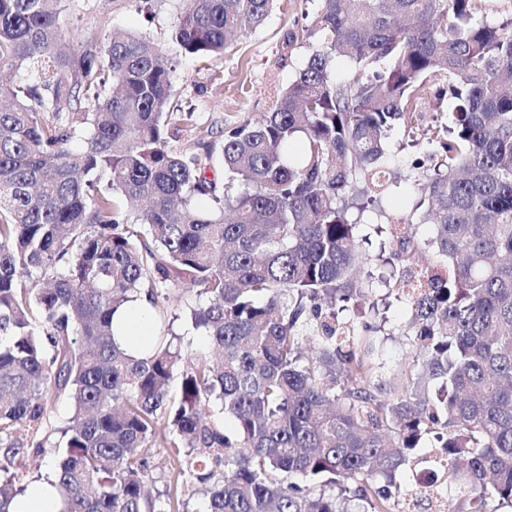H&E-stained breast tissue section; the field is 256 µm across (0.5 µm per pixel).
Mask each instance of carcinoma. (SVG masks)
<instances>
[{
	"instance_id": "cac0c4a2",
	"label": "carcinoma",
	"mask_w": 512,
	"mask_h": 512,
	"mask_svg": "<svg viewBox=\"0 0 512 512\" xmlns=\"http://www.w3.org/2000/svg\"><path fill=\"white\" fill-rule=\"evenodd\" d=\"M182 2L171 40L206 60L275 0ZM315 2L269 111L193 148L172 144L197 115L173 106L149 37L66 48L65 0H0V65L25 72L0 78V442L27 430L0 448V512L29 452L56 458L61 512H169L146 490L153 447L183 449L204 512H396L419 465L458 488L450 512H512V19L488 22L497 0ZM436 82L453 109L425 130L430 167L411 164L420 199L377 227L414 348L384 387L381 328L338 314L374 293L360 218L384 215L390 138ZM175 288L206 298L189 318L220 358L183 363ZM142 295L156 335L136 357L112 317ZM52 399L71 424L53 426Z\"/></svg>"
}]
</instances>
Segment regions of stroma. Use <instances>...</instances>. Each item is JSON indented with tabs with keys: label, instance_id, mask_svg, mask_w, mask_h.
Wrapping results in <instances>:
<instances>
[{
	"label": "stroma",
	"instance_id": "stroma-1",
	"mask_svg": "<svg viewBox=\"0 0 512 512\" xmlns=\"http://www.w3.org/2000/svg\"><path fill=\"white\" fill-rule=\"evenodd\" d=\"M68 7L60 16L61 26L74 42L93 37L108 40L117 31L146 34L161 43L172 60L174 71L173 103L184 111L196 112L198 127L193 140H210L213 129L256 117L268 111L271 102L294 79L309 54L303 29L304 0H276L265 25L247 39L229 46L223 56L201 62L179 55L170 38L171 30L182 8L180 0H67ZM293 33V42H285L286 33ZM422 147H414L404 130H397L389 145V164L402 172L397 194L384 203L386 220H395L410 213L418 193L407 178L408 162L423 159ZM169 305L175 316L173 331L180 337L184 353L204 349L200 331L194 330L188 317L189 306L196 302L192 291L170 293ZM378 318L384 319L385 330L378 339L383 346L386 363L384 380L402 375L408 364L411 348L401 328L409 317L407 306L395 299L378 302ZM156 481L152 492L169 494L171 512H200L203 499L188 484L175 482L172 473L176 463L164 448L145 451ZM188 510H181V502Z\"/></svg>",
	"mask_w": 512,
	"mask_h": 512
}]
</instances>
